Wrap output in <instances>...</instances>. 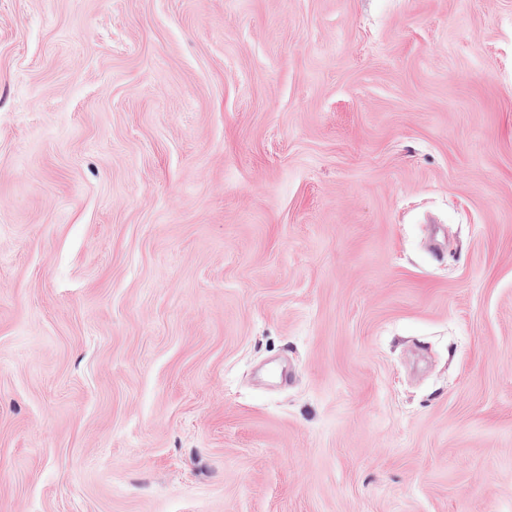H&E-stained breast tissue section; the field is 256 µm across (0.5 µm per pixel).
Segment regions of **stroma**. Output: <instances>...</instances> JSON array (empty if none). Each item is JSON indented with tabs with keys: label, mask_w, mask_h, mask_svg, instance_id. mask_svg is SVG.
I'll return each instance as SVG.
<instances>
[{
	"label": "stroma",
	"mask_w": 512,
	"mask_h": 512,
	"mask_svg": "<svg viewBox=\"0 0 512 512\" xmlns=\"http://www.w3.org/2000/svg\"><path fill=\"white\" fill-rule=\"evenodd\" d=\"M0 512H512V0H0Z\"/></svg>",
	"instance_id": "1"
}]
</instances>
